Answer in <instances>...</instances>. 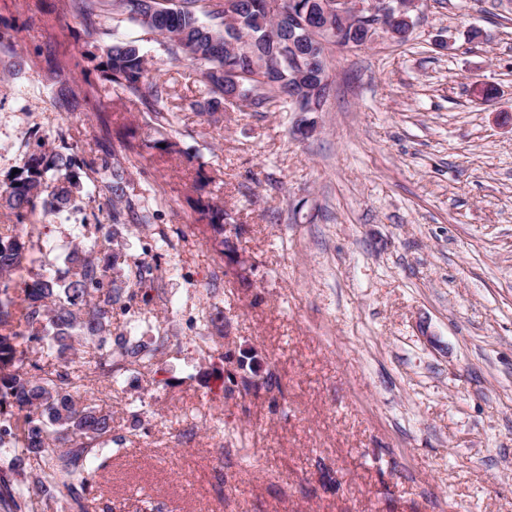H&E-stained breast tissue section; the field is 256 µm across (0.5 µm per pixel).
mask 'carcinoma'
<instances>
[{"instance_id": "carcinoma-1", "label": "carcinoma", "mask_w": 512, "mask_h": 512, "mask_svg": "<svg viewBox=\"0 0 512 512\" xmlns=\"http://www.w3.org/2000/svg\"><path fill=\"white\" fill-rule=\"evenodd\" d=\"M272 0H214L203 21L183 0L167 7L161 0H112L143 30L170 45L175 58L201 68L203 100L187 108L214 114L227 104L247 102L254 111L288 99V64L224 84L229 61L248 55L277 54L278 39L288 36V14L273 20ZM102 0H71V8L96 15ZM99 67L112 85L134 97L147 90L154 105L169 97L168 86L150 76L145 55L132 41L107 47ZM96 174L92 185L81 171ZM128 171L117 159L86 160L64 144L24 156L18 172L0 184V208L16 223L0 225V472L29 484L55 512H89L92 473L107 466L104 448L112 444V412L80 402L83 376L79 348L99 353L97 369L112 380L133 365L149 362L162 344L112 336L115 310L127 314L135 293L108 280L109 265L98 257L103 241L88 237L62 245L53 259L20 239L18 226L38 212L59 214L98 192L112 207L114 224H150L154 214L128 196ZM26 272L18 289L13 276ZM24 493L0 489V508L20 512Z\"/></svg>"}]
</instances>
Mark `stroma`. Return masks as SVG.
I'll return each instance as SVG.
<instances>
[{"label":"stroma","mask_w":512,"mask_h":512,"mask_svg":"<svg viewBox=\"0 0 512 512\" xmlns=\"http://www.w3.org/2000/svg\"><path fill=\"white\" fill-rule=\"evenodd\" d=\"M412 16L407 41L329 45L322 111L210 116L180 107L197 66L111 6L0 0V180L67 143L116 155L157 214L35 217L46 252L100 223L117 285L163 273L112 331L164 347L114 382L83 368L112 412V512H512V0ZM118 40L170 86L166 130L95 69Z\"/></svg>","instance_id":"1"}]
</instances>
